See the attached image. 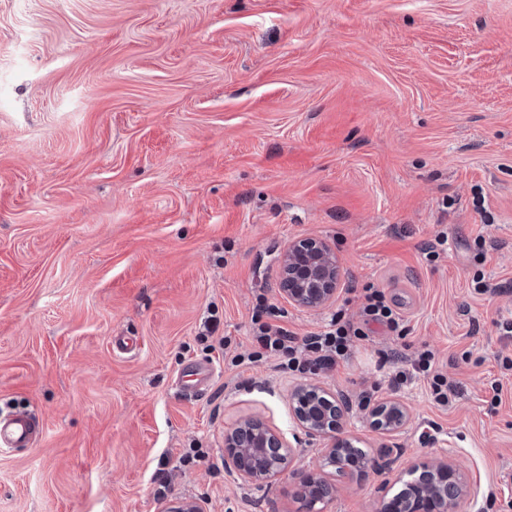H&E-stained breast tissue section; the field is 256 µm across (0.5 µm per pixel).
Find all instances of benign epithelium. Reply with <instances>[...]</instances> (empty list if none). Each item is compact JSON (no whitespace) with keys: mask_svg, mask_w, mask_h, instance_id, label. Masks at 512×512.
Here are the masks:
<instances>
[{"mask_svg":"<svg viewBox=\"0 0 512 512\" xmlns=\"http://www.w3.org/2000/svg\"><path fill=\"white\" fill-rule=\"evenodd\" d=\"M279 289L289 302L302 309H319L336 297L340 266L336 254L320 239L304 238L288 245L280 256ZM294 415L308 433L332 440L324 461L336 466V458L345 456L351 445L337 437L348 411L344 403L328 396L317 384H303L292 394ZM373 426L388 433L404 428L409 413L398 400H388L370 412ZM292 449L264 419L253 417L224 433V464L240 479L251 483L268 482L288 467ZM404 486L407 498L395 495L381 503L378 512H458L465 493L463 473L446 461L423 460L408 472ZM336 485L317 474L302 478L296 490L303 509L330 501Z\"/></svg>","mask_w":512,"mask_h":512,"instance_id":"obj_1","label":"benign epithelium"}]
</instances>
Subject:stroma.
<instances>
[{
  "mask_svg": "<svg viewBox=\"0 0 512 512\" xmlns=\"http://www.w3.org/2000/svg\"><path fill=\"white\" fill-rule=\"evenodd\" d=\"M302 237L341 267L320 310L278 290ZM368 284L404 334L372 325L331 371L232 365L259 306L301 338L358 318ZM506 321L512 0H0V413L43 424L0 453V512H298L314 471L324 512H376L423 458L465 475L460 512H512ZM390 348L432 350L448 405L423 378L391 388ZM193 362L212 376L185 393ZM302 383L348 404L366 469L324 466ZM363 391L404 401V429L372 426ZM253 416L293 450L260 485L224 468ZM335 491V483L329 482L317 474H308L300 481L296 497L303 503L302 509L309 512L322 511V507L315 510V506L330 501L334 497Z\"/></svg>",
  "mask_w": 512,
  "mask_h": 512,
  "instance_id": "stroma-1",
  "label": "stroma"
}]
</instances>
